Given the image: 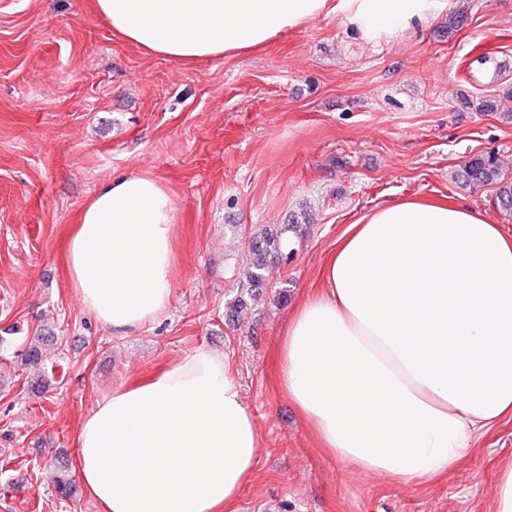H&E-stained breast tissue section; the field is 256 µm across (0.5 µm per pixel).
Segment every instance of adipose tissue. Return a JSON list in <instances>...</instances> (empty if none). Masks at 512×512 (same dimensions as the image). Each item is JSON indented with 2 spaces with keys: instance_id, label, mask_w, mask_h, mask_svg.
I'll return each instance as SVG.
<instances>
[{
  "instance_id": "ef3b65f1",
  "label": "adipose tissue",
  "mask_w": 512,
  "mask_h": 512,
  "mask_svg": "<svg viewBox=\"0 0 512 512\" xmlns=\"http://www.w3.org/2000/svg\"><path fill=\"white\" fill-rule=\"evenodd\" d=\"M444 0H95L113 33L196 61L261 46L325 13L374 33ZM175 200L159 178L104 184L69 236L66 269L103 326L167 310ZM277 386L320 448L402 484L433 481L512 416V235L473 207L402 197L349 224L279 346ZM261 436L226 356L184 354L103 397L76 438L103 512H235Z\"/></svg>"
}]
</instances>
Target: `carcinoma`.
Masks as SVG:
<instances>
[{
  "label": "carcinoma",
  "instance_id": "1",
  "mask_svg": "<svg viewBox=\"0 0 512 512\" xmlns=\"http://www.w3.org/2000/svg\"><path fill=\"white\" fill-rule=\"evenodd\" d=\"M461 104L478 112L498 111L497 97L492 95L478 102L464 96ZM456 178L466 187H494L496 208L505 213L512 211V178L503 174L495 155L489 153L469 157L459 165ZM307 230V225L296 220L281 225L275 231H256L251 234L246 262L236 282L237 296L230 306L231 316L239 315L247 307L249 300L268 293L267 268L276 261L288 258L294 250L295 242L301 240ZM18 357L21 364L31 367H38L45 361L44 352L33 343L25 346ZM53 485L57 497L68 500L74 496V480L66 469L59 468L55 471Z\"/></svg>",
  "mask_w": 512,
  "mask_h": 512
}]
</instances>
